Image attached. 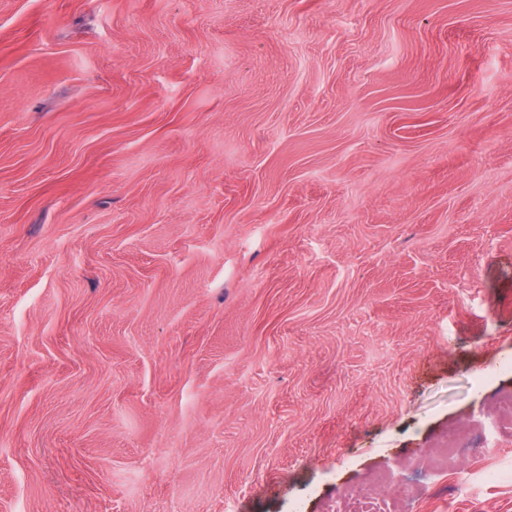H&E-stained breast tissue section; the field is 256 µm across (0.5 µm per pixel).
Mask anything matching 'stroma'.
Masks as SVG:
<instances>
[{
	"label": "stroma",
	"mask_w": 512,
	"mask_h": 512,
	"mask_svg": "<svg viewBox=\"0 0 512 512\" xmlns=\"http://www.w3.org/2000/svg\"><path fill=\"white\" fill-rule=\"evenodd\" d=\"M507 392L512 0H0V512H512ZM339 512H393L387 507L386 501L380 498H367L350 495L346 498L344 508Z\"/></svg>",
	"instance_id": "35a3bbf8"
}]
</instances>
